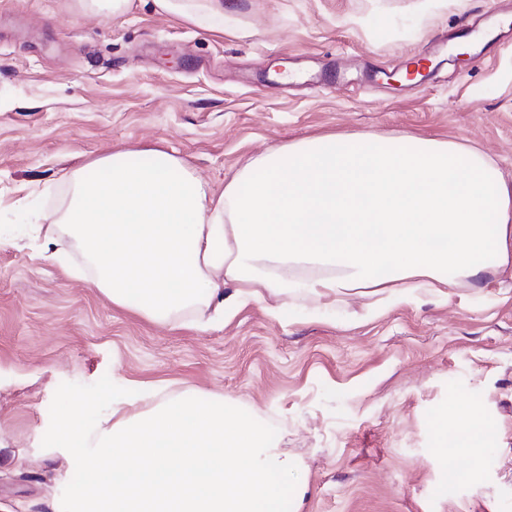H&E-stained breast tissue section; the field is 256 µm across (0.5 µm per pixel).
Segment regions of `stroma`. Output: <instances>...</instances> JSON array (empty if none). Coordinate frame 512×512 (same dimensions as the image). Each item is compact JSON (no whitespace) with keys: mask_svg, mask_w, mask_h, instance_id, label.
Segmentation results:
<instances>
[{"mask_svg":"<svg viewBox=\"0 0 512 512\" xmlns=\"http://www.w3.org/2000/svg\"><path fill=\"white\" fill-rule=\"evenodd\" d=\"M504 2L229 0L218 32L152 0L117 17L0 0V512H59L80 484L50 451L58 421L93 431L150 385L260 419L300 461L296 512H512V260L373 311L361 290L326 306L295 289L199 329L113 305L73 245L33 230L119 149L176 156L219 193L276 147L415 136L512 188V41L433 46ZM282 62L303 79L277 82ZM461 408L490 426L475 462L439 452Z\"/></svg>","mask_w":512,"mask_h":512,"instance_id":"35a3bbf8","label":"stroma"}]
</instances>
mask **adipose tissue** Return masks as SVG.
<instances>
[{"label":"adipose tissue","instance_id":"obj_1","mask_svg":"<svg viewBox=\"0 0 512 512\" xmlns=\"http://www.w3.org/2000/svg\"><path fill=\"white\" fill-rule=\"evenodd\" d=\"M212 30L222 0H153ZM75 173L56 224L92 282L150 322L207 326L288 288L332 303L358 288L381 302L512 260V190L481 156L450 142L321 136L270 150L221 193L160 150L99 159ZM318 274L297 279L291 267ZM440 433L478 456L488 426L462 412ZM87 481L70 512H283L298 463L236 403L136 388L101 420L78 459Z\"/></svg>","mask_w":512,"mask_h":512}]
</instances>
